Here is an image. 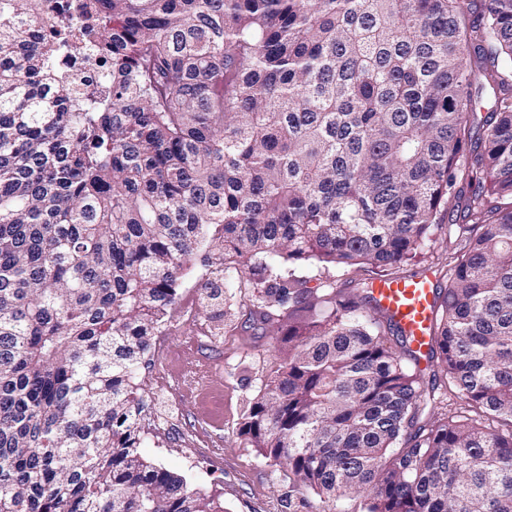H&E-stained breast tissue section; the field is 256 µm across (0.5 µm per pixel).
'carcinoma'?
I'll return each instance as SVG.
<instances>
[{
    "mask_svg": "<svg viewBox=\"0 0 512 512\" xmlns=\"http://www.w3.org/2000/svg\"><path fill=\"white\" fill-rule=\"evenodd\" d=\"M39 10L0 0V512H223L138 451L196 261L277 327L239 434L320 512H512V0H58L52 37ZM448 209L471 232L431 356L471 415L423 421L368 288L289 266L395 277ZM111 66L103 64L101 61L97 64L83 65L80 70L76 72L78 82L82 88L86 83L89 85H108V73ZM379 270L370 265L325 270L316 264H306L295 268L294 272L296 276L308 281L309 288H316L321 283L330 282L336 290L348 292L354 288H361L362 283H368L379 277L377 275Z\"/></svg>",
    "mask_w": 512,
    "mask_h": 512,
    "instance_id": "cac0c4a2",
    "label": "carcinoma"
}]
</instances>
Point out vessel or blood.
<instances>
[{"label": "vessel or blood", "instance_id": "b4317fda", "mask_svg": "<svg viewBox=\"0 0 512 512\" xmlns=\"http://www.w3.org/2000/svg\"><path fill=\"white\" fill-rule=\"evenodd\" d=\"M372 297L377 306L400 325L416 361L426 362L434 346V275L376 280Z\"/></svg>", "mask_w": 512, "mask_h": 512}]
</instances>
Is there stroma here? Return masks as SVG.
<instances>
[{"instance_id": "35a3bbf8", "label": "stroma", "mask_w": 512, "mask_h": 512, "mask_svg": "<svg viewBox=\"0 0 512 512\" xmlns=\"http://www.w3.org/2000/svg\"><path fill=\"white\" fill-rule=\"evenodd\" d=\"M434 234V248L401 273L434 271L442 291L448 284L447 255L464 236L458 214H442ZM295 274L308 287L329 282L348 292L373 281L377 271L369 265L327 270L306 264ZM204 279L201 265L187 270L166 333L156 338L139 370L144 421L157 417L170 425L165 436L146 437L140 453L215 496L224 512H318L312 492L289 493L287 465L265 459L238 431L242 414L261 389L276 335H257L237 323L250 293L236 277L226 285L224 320L230 327L221 329L201 298Z\"/></svg>"}]
</instances>
